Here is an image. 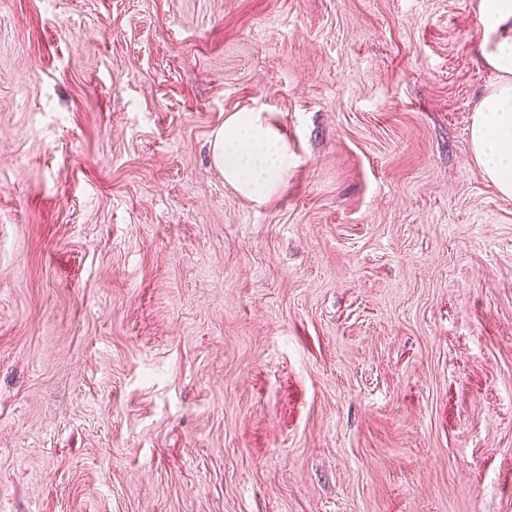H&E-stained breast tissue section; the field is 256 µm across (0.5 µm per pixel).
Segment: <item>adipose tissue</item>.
Returning a JSON list of instances; mask_svg holds the SVG:
<instances>
[{
	"label": "adipose tissue",
	"instance_id": "ef3b65f1",
	"mask_svg": "<svg viewBox=\"0 0 512 512\" xmlns=\"http://www.w3.org/2000/svg\"><path fill=\"white\" fill-rule=\"evenodd\" d=\"M479 57L496 83L474 110L469 126L472 154L486 180L512 197V0H477ZM211 159L224 181L243 197L263 204L283 190L295 154L274 113L261 108L228 115L214 135Z\"/></svg>",
	"mask_w": 512,
	"mask_h": 512
}]
</instances>
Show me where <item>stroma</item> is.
Returning <instances> with one entry per match:
<instances>
[{
	"instance_id": "1",
	"label": "stroma",
	"mask_w": 512,
	"mask_h": 512,
	"mask_svg": "<svg viewBox=\"0 0 512 512\" xmlns=\"http://www.w3.org/2000/svg\"><path fill=\"white\" fill-rule=\"evenodd\" d=\"M475 2L0 0V512H512ZM213 164L224 182L256 204H265L283 190L295 163L284 127L263 108L233 112L210 141Z\"/></svg>"
}]
</instances>
